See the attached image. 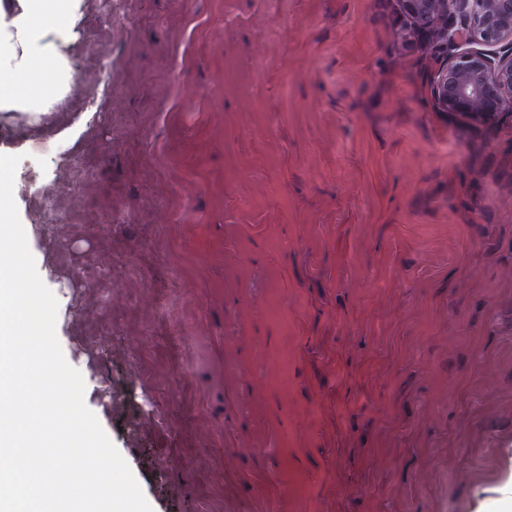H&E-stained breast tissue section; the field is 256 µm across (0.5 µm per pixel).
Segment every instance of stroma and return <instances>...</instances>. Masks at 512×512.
Returning a JSON list of instances; mask_svg holds the SVG:
<instances>
[{
	"label": "stroma",
	"instance_id": "1",
	"mask_svg": "<svg viewBox=\"0 0 512 512\" xmlns=\"http://www.w3.org/2000/svg\"><path fill=\"white\" fill-rule=\"evenodd\" d=\"M67 56L38 124L0 112V153L152 512L489 505L512 126L433 108L395 0H85Z\"/></svg>",
	"mask_w": 512,
	"mask_h": 512
}]
</instances>
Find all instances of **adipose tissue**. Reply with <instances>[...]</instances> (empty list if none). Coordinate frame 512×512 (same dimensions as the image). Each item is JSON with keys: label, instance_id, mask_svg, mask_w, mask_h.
Wrapping results in <instances>:
<instances>
[{"label": "adipose tissue", "instance_id": "1", "mask_svg": "<svg viewBox=\"0 0 512 512\" xmlns=\"http://www.w3.org/2000/svg\"><path fill=\"white\" fill-rule=\"evenodd\" d=\"M84 0H0V112L36 117L70 90Z\"/></svg>", "mask_w": 512, "mask_h": 512}]
</instances>
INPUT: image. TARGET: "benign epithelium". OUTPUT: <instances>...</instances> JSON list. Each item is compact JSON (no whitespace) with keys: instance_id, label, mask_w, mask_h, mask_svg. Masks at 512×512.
Instances as JSON below:
<instances>
[{"instance_id":"7a95c632","label":"benign epithelium","mask_w":512,"mask_h":512,"mask_svg":"<svg viewBox=\"0 0 512 512\" xmlns=\"http://www.w3.org/2000/svg\"><path fill=\"white\" fill-rule=\"evenodd\" d=\"M406 36L434 58L433 107L475 127L512 125V0H397Z\"/></svg>"}]
</instances>
